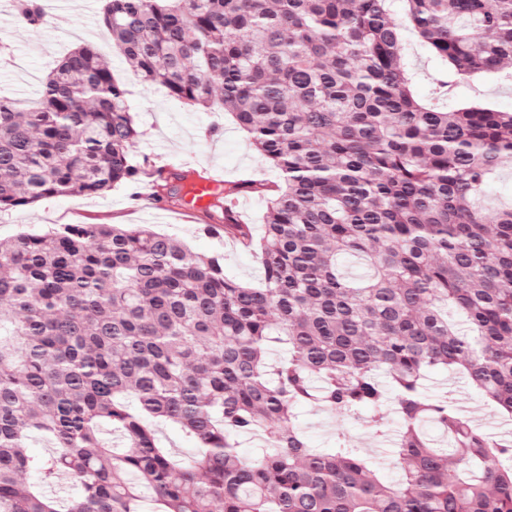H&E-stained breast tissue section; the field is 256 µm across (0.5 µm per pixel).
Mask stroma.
<instances>
[{"instance_id": "obj_1", "label": "stroma", "mask_w": 512, "mask_h": 512, "mask_svg": "<svg viewBox=\"0 0 512 512\" xmlns=\"http://www.w3.org/2000/svg\"><path fill=\"white\" fill-rule=\"evenodd\" d=\"M103 0H70L67 10H49L48 22L38 33L23 27L15 5L0 0V28L8 33L11 61L0 64V94L21 100L35 98L39 83L74 45L89 44L107 57L114 73L126 85L141 133L135 145L136 157H147L151 168L187 163L198 174H222L225 181L243 177L272 179L273 174L260 152L236 132L229 116L204 112L169 96L159 86H146L130 72L124 60L113 55L104 37ZM405 62L414 73L417 98L437 100L436 89L447 71L434 59L428 47L415 36H408ZM452 99L461 103L477 101L502 110L512 109V77L507 72L483 75L456 84ZM152 184L142 176L135 184L115 187L93 198L59 196L42 200L27 209L0 213V239L9 240L23 233H41L66 224H148L158 232L182 241L191 251L222 254L225 271L236 279L256 283L261 268L252 252L234 246L223 236L203 231L209 218L203 214L185 216L174 208H139L135 197ZM426 398L442 396L497 440H512V419L496 414L459 375L445 370L431 372L423 382ZM388 430L378 436L372 431V412L344 419L322 406L307 404L298 409V421L312 447H329L336 430H343L363 453L374 458L384 478L398 476L394 448L398 428L393 407H386Z\"/></svg>"}]
</instances>
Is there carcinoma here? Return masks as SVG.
Listing matches in <instances>:
<instances>
[{
    "instance_id": "obj_1",
    "label": "carcinoma",
    "mask_w": 512,
    "mask_h": 512,
    "mask_svg": "<svg viewBox=\"0 0 512 512\" xmlns=\"http://www.w3.org/2000/svg\"><path fill=\"white\" fill-rule=\"evenodd\" d=\"M388 2L104 0L138 79L230 114L275 172L224 185L205 225L254 251L261 281L141 224L0 241V512H512V441L422 394L430 371L458 372L512 417V204H482L512 164V111L417 101ZM403 2L453 77L512 62V0ZM16 7L46 23L43 0ZM138 136L109 63L71 50L37 101L0 95V212L134 181ZM247 192L265 203L257 239L232 204ZM391 398L394 482L341 430L309 447L294 413ZM157 421L195 439L187 459ZM256 433L242 457L237 437ZM57 475L78 494L48 495Z\"/></svg>"
}]
</instances>
